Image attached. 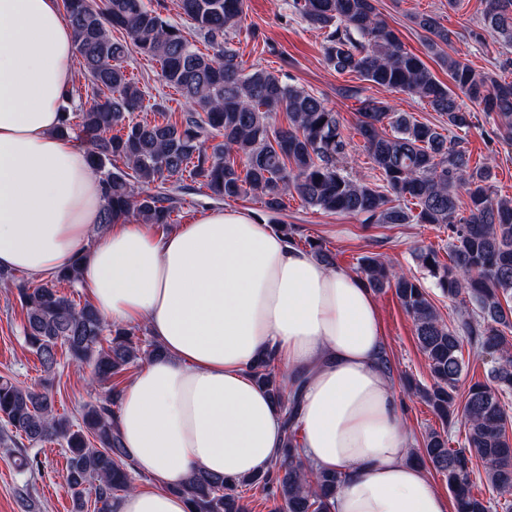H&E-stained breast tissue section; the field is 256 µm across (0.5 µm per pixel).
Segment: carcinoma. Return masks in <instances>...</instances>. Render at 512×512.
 <instances>
[{
	"label": "carcinoma",
	"instance_id": "cac0c4a2",
	"mask_svg": "<svg viewBox=\"0 0 512 512\" xmlns=\"http://www.w3.org/2000/svg\"><path fill=\"white\" fill-rule=\"evenodd\" d=\"M246 0H178V8L213 52H198L184 32L162 19L145 0H63L83 61L84 99L80 122L64 117L61 133L84 142L89 165L104 189L102 226L137 218L145 224L174 223L177 199L161 190L166 181L189 175L210 195L235 200L255 194L266 209H285L284 197L295 193L306 205L326 212L362 217L365 224H437L448 231V259L429 248L416 255L419 265L451 300L471 304L457 327L440 318L424 285L379 257H364L360 273L367 286L392 288L412 318L418 346L431 371L429 387L416 393L440 419L451 423L464 363L459 351L468 341L494 358L485 381L467 389L462 417L467 426L462 448L448 447V435L429 430L424 452L448 481L455 512H491L492 502L473 492V461L486 464V479L501 497L503 512H512V420L503 396L512 393V200L498 197L490 185L492 167L472 168L460 143L436 125L407 112H394L379 99L360 101L358 133L382 184L354 179L345 168L348 142L337 112L303 89L285 84L258 67L246 69L229 34L245 15ZM290 6L324 35L323 51L336 72L355 73L388 91L426 101L445 117L448 130H467L471 112L464 100L496 113L501 138L512 142V81L477 71L447 54L448 30L430 15L414 23L430 35L448 70L452 86L439 81L426 64L406 51L396 32L378 15L373 0H291ZM482 21L506 44H512V0H485ZM123 39H116L112 31ZM133 45L160 63L161 79L189 106L180 120H137L146 92L121 65ZM282 112L288 126L272 120ZM465 189L467 203L459 190ZM468 216L459 215L461 208ZM278 229L310 249L321 262L334 256L317 239L295 238L296 229ZM82 257L43 283L16 286L24 313L23 337L43 371L59 364L57 351L92 368L106 386L104 395L86 404L80 419L58 413L52 389L23 386L0 377V439L17 448L21 473L41 470L42 461L28 447L48 440L61 442L68 455L65 482L72 512H86L94 496L96 512H114L120 496L134 488V466L123 445L116 416L122 388L119 378L135 363L162 354L154 342L142 344L136 329L106 321L89 302L76 303L61 291L80 281ZM252 372L266 387L275 407L285 412L281 457L263 474L232 478L199 471L176 489L189 512H249L246 486L272 498L275 512H332L341 475L322 470L308 479L298 463L299 395L302 380L288 390L285 374L267 357Z\"/></svg>",
	"mask_w": 512,
	"mask_h": 512
}]
</instances>
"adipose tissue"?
<instances>
[{
	"instance_id": "obj_1",
	"label": "adipose tissue",
	"mask_w": 512,
	"mask_h": 512,
	"mask_svg": "<svg viewBox=\"0 0 512 512\" xmlns=\"http://www.w3.org/2000/svg\"><path fill=\"white\" fill-rule=\"evenodd\" d=\"M59 0H0V269L52 278L83 255L81 280L112 324L145 325L163 350L125 385L117 426L152 486L115 512H189L199 470L266 472L282 413L250 367L271 357L303 379L299 457L341 472L334 512H449L409 459L401 401L379 362V308L359 274L330 267L245 209H211L166 234L101 226L102 185L61 137L75 81Z\"/></svg>"
}]
</instances>
